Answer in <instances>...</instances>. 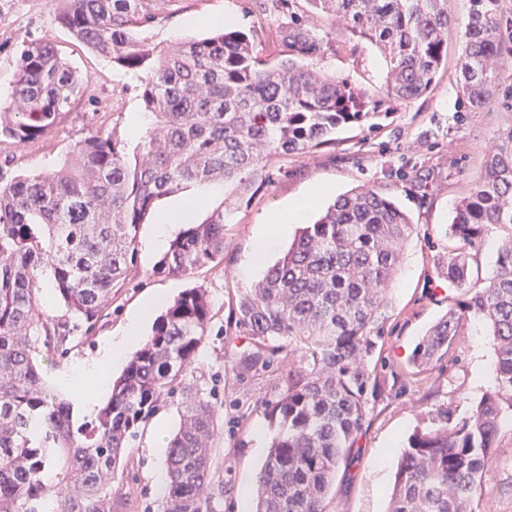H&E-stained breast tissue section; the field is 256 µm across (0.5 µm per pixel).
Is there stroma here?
<instances>
[{"instance_id":"stroma-1","label":"stroma","mask_w":512,"mask_h":512,"mask_svg":"<svg viewBox=\"0 0 512 512\" xmlns=\"http://www.w3.org/2000/svg\"><path fill=\"white\" fill-rule=\"evenodd\" d=\"M61 8L60 0H0V101L10 98L17 57L30 41L54 42L87 78L82 96L53 133L35 145L15 149L14 167L20 172L52 169L71 145L98 127L118 129L122 138H129L131 118L144 110L136 79L72 39L58 21ZM153 10L152 22L140 34L160 48L184 38L205 37L208 29L197 25V18L227 13L236 28L260 38L301 27L323 43L319 52L306 54L282 37L275 50L259 45L260 54L291 58L357 85L377 86L384 81L385 63L375 46L336 28L326 16L312 14L307 0H292L288 12L260 5L258 0H156ZM502 41L504 83L484 109L465 107L457 94L461 43L453 36L448 40V61L428 92L411 100L383 102L378 117L342 126L329 143L274 161L269 181L236 203L224 260L218 267H204L188 276L153 275L161 254L146 247L156 222L154 216L147 217L139 228L131 278L100 329L75 337L64 357H41L47 384L63 390L61 373L94 355L104 338L121 335L131 315L156 289H166L173 299L185 289L206 288L214 317L187 379L213 391L223 405L222 428L213 449L211 510L239 512L241 495L254 490L274 434L261 401L276 392L280 374L292 362L286 354L266 370L243 374L231 368L232 358L246 345L245 337L227 327L235 301L281 258L297 227L289 225L278 250L254 266L250 259L255 239L272 213L311 191H318L315 206L320 209L351 189L373 188L407 211L413 232L388 287L390 318L371 365L374 390L359 452L349 468L338 471L327 508L387 512L398 458L413 430L428 425L442 409L463 417L483 394L497 388L496 380L475 377L477 363L491 368L496 360L494 338L481 322H469L447 354L424 371L412 367L411 355L447 311L449 299L463 296L461 289L439 276L436 258L455 247L447 234L455 207L471 193L498 133L512 124L511 27L503 28ZM246 265L251 272L245 276L241 269ZM180 420V408L169 406L131 441L123 472L112 481V512H162L165 498L156 487V473L165 466L166 451L155 446L154 436L160 429L174 434ZM499 445L497 456L484 470L479 512H512L511 420L503 422Z\"/></svg>"}]
</instances>
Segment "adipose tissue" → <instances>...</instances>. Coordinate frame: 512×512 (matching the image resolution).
Returning <instances> with one entry per match:
<instances>
[{"mask_svg":"<svg viewBox=\"0 0 512 512\" xmlns=\"http://www.w3.org/2000/svg\"><path fill=\"white\" fill-rule=\"evenodd\" d=\"M315 200V194L311 193L294 200L285 210L273 213L256 239V256L262 257L274 251L289 225L308 223ZM164 298V292H153L133 315L123 335L103 340L95 358L76 362L64 374L63 380L82 413L96 412L101 397L111 387L113 367L124 361L134 340L139 337L147 315Z\"/></svg>","mask_w":512,"mask_h":512,"instance_id":"ef3b65f1","label":"adipose tissue"}]
</instances>
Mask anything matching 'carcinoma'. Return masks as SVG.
Wrapping results in <instances>:
<instances>
[{"label": "carcinoma", "mask_w": 512, "mask_h": 512, "mask_svg": "<svg viewBox=\"0 0 512 512\" xmlns=\"http://www.w3.org/2000/svg\"><path fill=\"white\" fill-rule=\"evenodd\" d=\"M376 46L393 101L426 93L456 33L458 93L485 108L501 82V0H470L458 23L450 0H308ZM59 21L74 39L134 75L152 131L134 144L91 131L45 174L22 175L10 148L55 128L86 78L49 41L19 54L10 100L0 102V512H112V478L130 442L167 405L182 409L167 443L164 512H210L212 449L222 405L185 384L207 335L206 289L189 288L155 320L112 384L107 404L78 423L73 404L42 378L37 355L64 356L90 336L132 271L137 234L158 200L192 184L224 186V200L172 241L153 269L189 275L224 260L228 210L269 178L281 157L307 153L341 125L373 116L376 89L291 59L264 58L255 36L230 23L202 39L158 49L135 37L150 0H62ZM508 228L493 276L468 282L469 257L494 228ZM409 215L368 187L335 199L302 227L265 276L241 294L232 328L248 347L232 368L295 361L279 392L261 401L276 425L257 476L255 512H327L336 474L353 456L368 413L370 365L384 337L387 288L412 234ZM457 247L440 275L464 298L426 332L411 363L441 359L468 322L496 343L498 391L464 417L442 410L403 448L388 512H477L476 495L512 399V126L498 137L470 195L456 206ZM48 280L67 314L50 318L36 290Z\"/></svg>", "instance_id": "cac0c4a2"}]
</instances>
